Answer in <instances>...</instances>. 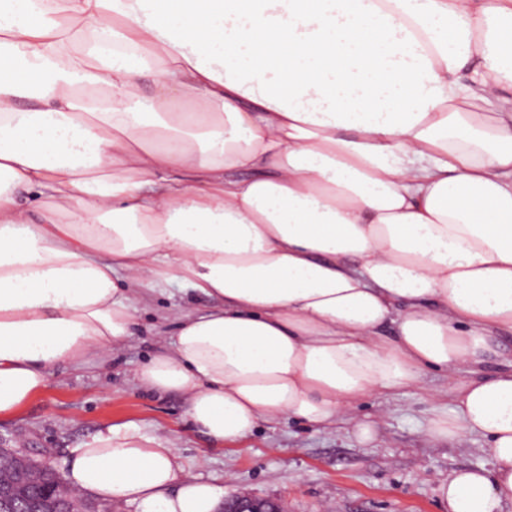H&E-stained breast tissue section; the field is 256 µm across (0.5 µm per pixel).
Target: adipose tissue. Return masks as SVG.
Here are the masks:
<instances>
[{
    "instance_id": "ef3b65f1",
    "label": "adipose tissue",
    "mask_w": 512,
    "mask_h": 512,
    "mask_svg": "<svg viewBox=\"0 0 512 512\" xmlns=\"http://www.w3.org/2000/svg\"><path fill=\"white\" fill-rule=\"evenodd\" d=\"M512 0H0V418L169 307L133 372L221 448L347 428L448 378L435 440L478 435L442 512L512 502ZM151 75V92L141 86ZM40 211L33 219L32 211ZM78 495L218 512L133 423L63 462Z\"/></svg>"
}]
</instances>
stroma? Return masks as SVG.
I'll return each mask as SVG.
<instances>
[{
    "instance_id": "35a3bbf8",
    "label": "stroma",
    "mask_w": 512,
    "mask_h": 512,
    "mask_svg": "<svg viewBox=\"0 0 512 512\" xmlns=\"http://www.w3.org/2000/svg\"><path fill=\"white\" fill-rule=\"evenodd\" d=\"M205 308L209 299L183 293L141 292L136 336L107 363L89 356L79 367L54 370L47 388L14 418L0 419V448H17L60 466L70 448L104 425L134 422L171 440L189 478L282 500L287 512H440L438 489L460 469L492 470L484 438L465 435L434 442L420 430L437 406L446 405L447 378L428 373L423 389H409L388 404L366 399L359 414L382 413L379 439L363 447L342 430L299 422L259 425L237 446L211 447L183 420L176 394L144 390L132 371L158 350L156 328L170 302Z\"/></svg>"
}]
</instances>
